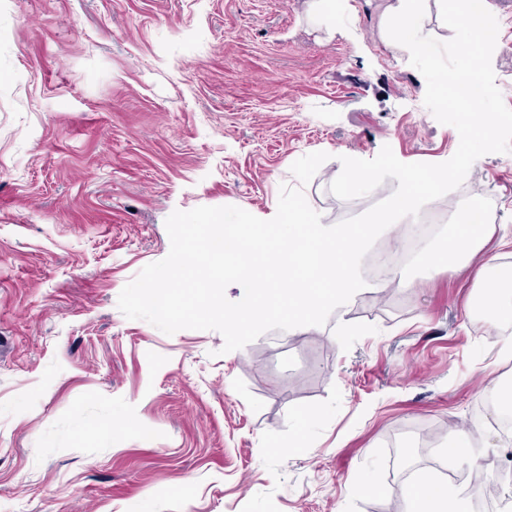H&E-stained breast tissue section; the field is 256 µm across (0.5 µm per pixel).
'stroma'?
<instances>
[{"instance_id":"stroma-1","label":"stroma","mask_w":512,"mask_h":512,"mask_svg":"<svg viewBox=\"0 0 512 512\" xmlns=\"http://www.w3.org/2000/svg\"><path fill=\"white\" fill-rule=\"evenodd\" d=\"M309 0H0V512H406L415 479L447 475L452 429L512 449L487 407L512 357L467 274L429 271L357 296L292 336L222 353L215 330L168 335L117 306L170 250L176 210L277 206L291 165L329 159L305 186L335 224L390 197L329 186L341 157L390 146L441 163L457 130L389 50L387 0H349L336 33ZM495 80L512 107V0ZM468 201L512 227V152L477 159Z\"/></svg>"}]
</instances>
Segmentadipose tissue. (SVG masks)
Here are the masks:
<instances>
[{"instance_id":"obj_1","label":"adipose tissue","mask_w":512,"mask_h":512,"mask_svg":"<svg viewBox=\"0 0 512 512\" xmlns=\"http://www.w3.org/2000/svg\"><path fill=\"white\" fill-rule=\"evenodd\" d=\"M424 0H389L381 18V37L387 47L428 60H435L431 42L423 34ZM487 225L462 219L452 225L448 246L425 253L423 260L429 270L454 265L470 271L482 288L485 301L493 304L500 322L512 323V266L490 268L478 259L489 238ZM408 512H469L463 490L445 481L418 483L412 493Z\"/></svg>"}]
</instances>
